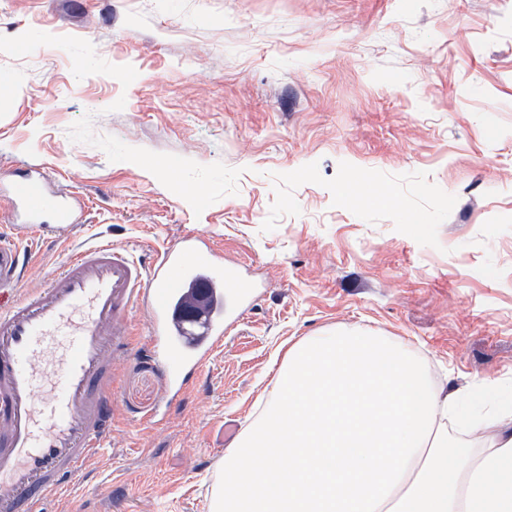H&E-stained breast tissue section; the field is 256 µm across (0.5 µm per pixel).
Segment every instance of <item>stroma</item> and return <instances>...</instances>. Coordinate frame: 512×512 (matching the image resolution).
Returning <instances> with one entry per match:
<instances>
[{
    "instance_id": "stroma-1",
    "label": "stroma",
    "mask_w": 512,
    "mask_h": 512,
    "mask_svg": "<svg viewBox=\"0 0 512 512\" xmlns=\"http://www.w3.org/2000/svg\"><path fill=\"white\" fill-rule=\"evenodd\" d=\"M30 165L81 194L76 243L196 232L263 282L161 426L133 314L112 444L45 512H211L225 419L308 336L512 393V0H0V178Z\"/></svg>"
}]
</instances>
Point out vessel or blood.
I'll return each instance as SVG.
<instances>
[{"mask_svg": "<svg viewBox=\"0 0 512 512\" xmlns=\"http://www.w3.org/2000/svg\"><path fill=\"white\" fill-rule=\"evenodd\" d=\"M12 221L0 237V512H42L112 432V381L127 356L123 326L147 317L151 351L166 373L151 423L203 370L257 286L201 236L178 237L152 261L101 240L72 249L30 288L20 272L31 235L67 240L84 221L81 199L30 167L8 187Z\"/></svg>", "mask_w": 512, "mask_h": 512, "instance_id": "vessel-or-blood-1", "label": "vessel or blood"}]
</instances>
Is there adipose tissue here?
Segmentation results:
<instances>
[{"label": "adipose tissue", "instance_id": "obj_1", "mask_svg": "<svg viewBox=\"0 0 512 512\" xmlns=\"http://www.w3.org/2000/svg\"><path fill=\"white\" fill-rule=\"evenodd\" d=\"M457 404L407 344L361 328L291 346L221 468L214 512H512V414L448 438Z\"/></svg>", "mask_w": 512, "mask_h": 512}]
</instances>
